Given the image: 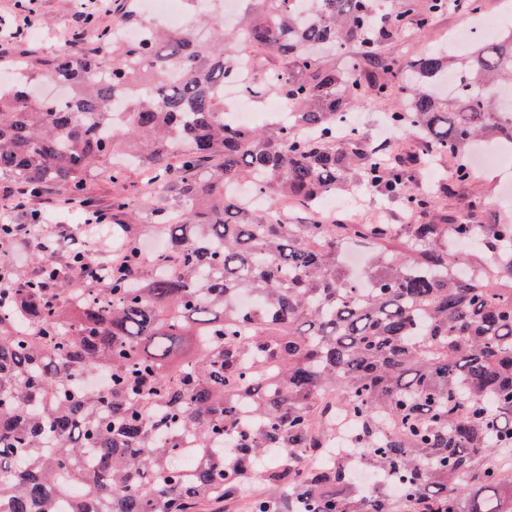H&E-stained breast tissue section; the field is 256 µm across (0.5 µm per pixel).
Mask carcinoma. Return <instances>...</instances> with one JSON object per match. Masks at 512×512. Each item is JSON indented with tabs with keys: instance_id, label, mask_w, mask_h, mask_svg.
<instances>
[{
	"instance_id": "carcinoma-1",
	"label": "carcinoma",
	"mask_w": 512,
	"mask_h": 512,
	"mask_svg": "<svg viewBox=\"0 0 512 512\" xmlns=\"http://www.w3.org/2000/svg\"><path fill=\"white\" fill-rule=\"evenodd\" d=\"M258 2L231 33L96 28L81 56L61 46L36 70L23 62L26 79L0 93V178L83 205L88 177L117 178L112 150L132 139L157 198L176 189L187 206L160 225L168 249L145 275L119 223L114 263L83 292L70 284L96 264L90 249L60 267L41 248L38 272L0 270V512H512V214L479 223L476 194L442 210L447 185L422 188L414 163L391 166L390 148L349 127L369 88L427 156L512 146V108L493 94L512 81V29L477 46L445 96L443 54L395 62L369 27L425 28L448 0ZM233 45L288 59L245 87L282 89L284 121L225 119ZM321 46L349 52L342 70L316 61ZM242 183L269 207L224 193ZM372 183L414 222L281 218L280 200L313 207ZM24 232L0 224V246ZM450 237L481 249L450 252ZM351 241L369 248L359 278L343 263ZM240 294L261 303L241 308ZM338 413L397 495L362 496L342 461L304 469Z\"/></svg>"
}]
</instances>
